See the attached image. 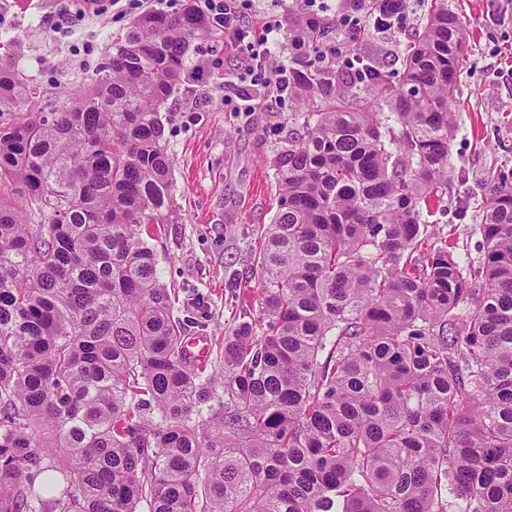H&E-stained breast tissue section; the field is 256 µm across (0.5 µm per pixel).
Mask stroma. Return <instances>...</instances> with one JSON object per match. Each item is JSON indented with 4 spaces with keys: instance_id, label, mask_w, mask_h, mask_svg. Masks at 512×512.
Instances as JSON below:
<instances>
[{
    "instance_id": "1",
    "label": "stroma",
    "mask_w": 512,
    "mask_h": 512,
    "mask_svg": "<svg viewBox=\"0 0 512 512\" xmlns=\"http://www.w3.org/2000/svg\"><path fill=\"white\" fill-rule=\"evenodd\" d=\"M182 0H0V34L23 45L22 71L44 88L64 79L83 83L112 37L148 9L179 11ZM469 34L458 79L456 131L449 144L448 188L430 203L428 236L463 256L478 258L484 182L512 149V0H455ZM422 0H409L404 25L378 32L371 17L348 13L343 0H252L243 27L287 26L295 15L317 18L336 43L369 31L362 53L397 84L406 45L417 34ZM246 55L210 41L203 44V82L185 85L163 114L173 158L174 212L151 245L163 284L175 296L174 314L188 334L205 338L212 358L224 354V330L256 316L259 271L257 232L277 210L268 160L292 126L295 102L257 89L241 101L234 83ZM244 285L229 287V273Z\"/></svg>"
}]
</instances>
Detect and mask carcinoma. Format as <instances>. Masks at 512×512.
<instances>
[{"label": "carcinoma", "instance_id": "carcinoma-1", "mask_svg": "<svg viewBox=\"0 0 512 512\" xmlns=\"http://www.w3.org/2000/svg\"><path fill=\"white\" fill-rule=\"evenodd\" d=\"M387 30L408 0H348ZM325 28L288 21L303 114L271 160L257 317L198 369L146 236L171 223L161 113L200 81V0L151 10L87 82L46 96L0 44V512H512V169L473 262L421 252L448 184L466 27L432 0L402 83L336 84ZM394 125H389V122Z\"/></svg>", "mask_w": 512, "mask_h": 512}]
</instances>
